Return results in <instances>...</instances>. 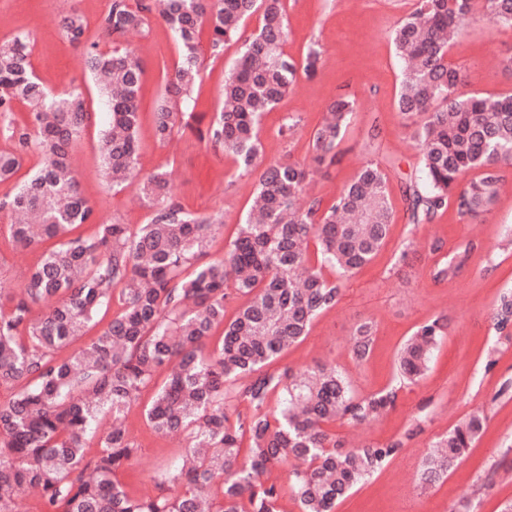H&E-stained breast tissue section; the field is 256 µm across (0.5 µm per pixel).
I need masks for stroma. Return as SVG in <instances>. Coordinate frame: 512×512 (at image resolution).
<instances>
[{
  "label": "stroma",
  "instance_id": "stroma-1",
  "mask_svg": "<svg viewBox=\"0 0 512 512\" xmlns=\"http://www.w3.org/2000/svg\"><path fill=\"white\" fill-rule=\"evenodd\" d=\"M414 2L282 0L288 21L286 52L302 59L315 42L321 57L317 76H298L288 96L265 115L261 161L299 162L312 173L308 193L327 204L365 161H378L389 175L395 221L372 262L345 282L336 307L320 314L308 335L281 354L274 366L297 370L331 362L348 377L356 394H373L393 383L397 351L416 327L441 320L446 334L426 374L400 390L394 409L376 420L330 425L331 433L352 445L403 443L368 482L338 502L334 512H454L463 503L473 512H500L512 500V335L496 331L492 311L499 295L512 289V168L506 170L489 211L478 220H460L449 209L434 223L409 224L403 191L419 182L420 157L396 109L400 68L392 31ZM75 6L90 35L98 36L109 0H0V41L30 33L31 62L41 81L52 89L70 83L91 94L92 122L74 147L72 166L100 221L136 228L148 222L151 210L137 180L121 189L105 182L99 140L109 114L93 94L94 81L82 49L68 42L56 25L57 18ZM128 45L145 69L139 93V165L145 172L166 171L174 198L185 211L222 215L223 225L207 248L208 258L222 257L245 219L256 177L192 132L174 133L165 144L155 138L153 112L178 61V47L169 28L156 19L144 32L130 34ZM238 52L233 44L223 58H205L193 91L197 126L207 127L217 112L224 75ZM508 56L512 31L486 22H465L462 36L449 51L452 62L466 72V92L483 95L512 93V71L500 64ZM341 95L355 101L351 123L336 148L338 163L321 165L315 160L310 133ZM288 115L300 119L290 138L279 133ZM9 224L0 212V288L7 290L19 288L39 258L38 251L14 249ZM435 239L444 244L438 254L429 250ZM410 240L417 248L406 265L397 266L403 245ZM461 251L466 258L457 274L437 276L443 257ZM364 321L373 323L375 336L369 357L358 363L351 353L352 332ZM490 350L496 357L491 367L486 364ZM476 410L487 417L480 439L446 477L424 483L421 464L431 444ZM126 425L139 448L123 481L128 493L137 496L153 488L155 477L186 454L187 440L180 433H153L138 406L128 412Z\"/></svg>",
  "mask_w": 512,
  "mask_h": 512
}]
</instances>
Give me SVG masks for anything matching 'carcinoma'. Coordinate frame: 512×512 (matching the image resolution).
I'll use <instances>...</instances> for the list:
<instances>
[{"mask_svg":"<svg viewBox=\"0 0 512 512\" xmlns=\"http://www.w3.org/2000/svg\"><path fill=\"white\" fill-rule=\"evenodd\" d=\"M257 12L258 29L244 35V22ZM154 14L179 47L154 112L161 142L176 126L191 127L203 29L214 58L228 44H241L207 137L243 171L257 172L247 216L225 257L206 261L222 216L184 212L172 199L166 173L147 172L140 192L152 208L148 223L135 231L101 223L92 237L44 250L17 292L0 288V387H19L0 401V512H15L13 495L22 487L38 493L39 512H279L283 488L267 475L290 458L302 463L288 485L301 512H333L402 441L345 450L328 426L343 418L376 419L392 409L397 391L424 376L445 324L436 319L417 327L398 351L396 384L368 396L355 395L333 363L297 376L268 369L339 301L341 283L328 280L323 269L352 276L384 246L394 222L388 175L370 161L331 205L311 198L301 207L310 171L290 161L259 167L263 116L288 96L298 73L315 77L320 59L314 47L299 62L284 51L288 28L281 0H112L100 24L102 36L112 41L108 50L87 36L76 10L58 26L83 48L111 113L100 155L113 185L137 175L144 75L141 60L122 39L147 26ZM468 16L512 29V0H416L392 33L401 73L397 109L420 155L421 185L404 190L411 224H431L450 207L461 220L480 218L497 196L504 169L512 166V94L462 92L465 75L448 59L450 37ZM32 52L28 33L0 43V131L17 144L15 151L0 152V179L17 173L24 153L42 157L21 190L0 201V212L36 218L34 224L11 225V242L23 250L95 221L70 163V151L91 119L86 95L77 87L49 92L33 71ZM18 103L30 108L23 123L15 120ZM353 110V100L339 98L311 131L318 163H336L335 149ZM474 170L479 176L463 182ZM233 294L246 303L226 323L224 308ZM114 298L121 311L103 331L59 356ZM39 303L49 307L37 314ZM493 321L498 331L509 330L512 291L499 296ZM221 325L218 345L208 348L212 330ZM373 336L370 322L355 328L357 361L369 356ZM172 362L144 416L158 434H186L189 451L161 475L157 493L133 497L121 480L137 448L125 419L157 372ZM230 399L246 409L232 407ZM103 412L112 423L90 455L88 437ZM485 422L483 413L472 412L438 438L425 462V479L436 481L457 466ZM245 440L248 455L242 460Z\"/></svg>","mask_w":512,"mask_h":512,"instance_id":"obj_1","label":"carcinoma"}]
</instances>
